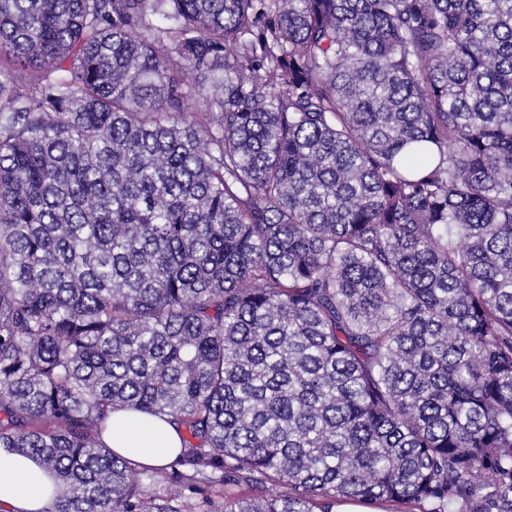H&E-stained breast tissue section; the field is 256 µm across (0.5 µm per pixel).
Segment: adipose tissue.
I'll list each match as a JSON object with an SVG mask.
<instances>
[{
    "mask_svg": "<svg viewBox=\"0 0 512 512\" xmlns=\"http://www.w3.org/2000/svg\"><path fill=\"white\" fill-rule=\"evenodd\" d=\"M103 440L117 455L154 468L180 449L173 424L133 410L114 412ZM53 501V482L36 460L0 453V505L9 512H50Z\"/></svg>",
    "mask_w": 512,
    "mask_h": 512,
    "instance_id": "ef3b65f1",
    "label": "adipose tissue"
}]
</instances>
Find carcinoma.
Segmentation results:
<instances>
[{
  "mask_svg": "<svg viewBox=\"0 0 512 512\" xmlns=\"http://www.w3.org/2000/svg\"><path fill=\"white\" fill-rule=\"evenodd\" d=\"M0 450L51 512H512V0H0ZM103 440L117 455L154 468L173 460L181 447L173 424L133 410L112 413Z\"/></svg>",
  "mask_w": 512,
  "mask_h": 512,
  "instance_id": "1",
  "label": "carcinoma"
}]
</instances>
